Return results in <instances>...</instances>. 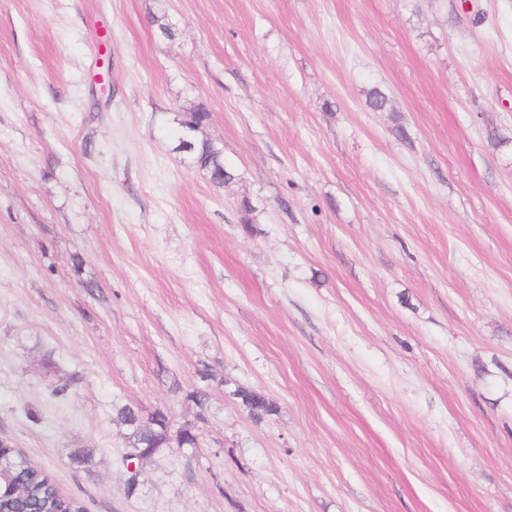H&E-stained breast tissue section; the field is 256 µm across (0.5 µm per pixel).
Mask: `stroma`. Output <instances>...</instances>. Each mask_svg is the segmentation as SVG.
<instances>
[{
	"mask_svg": "<svg viewBox=\"0 0 512 512\" xmlns=\"http://www.w3.org/2000/svg\"><path fill=\"white\" fill-rule=\"evenodd\" d=\"M122 404L199 435L132 495ZM0 438L86 512H512V0H0ZM203 113L206 112L202 108L189 109L186 117L180 120L175 149L178 152L185 153L196 166L206 170L213 182L225 185L233 180V174L224 167L222 150L207 140L202 139L198 142V128H193L188 122L190 115ZM235 396L240 399L242 406L247 409L249 415L254 419L260 420L265 416L274 414L276 410V406L272 402L255 392L238 389Z\"/></svg>",
	"mask_w": 512,
	"mask_h": 512,
	"instance_id": "obj_1",
	"label": "stroma"
}]
</instances>
